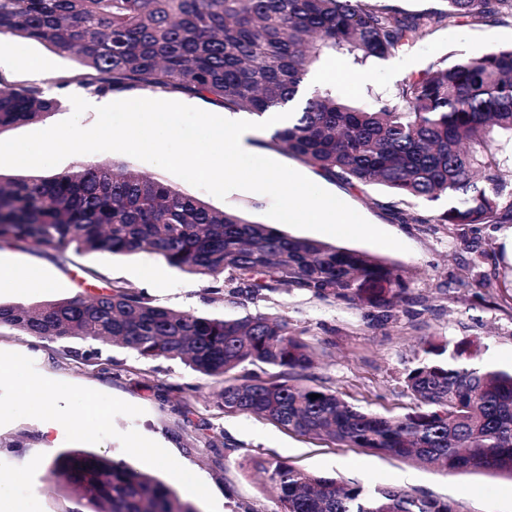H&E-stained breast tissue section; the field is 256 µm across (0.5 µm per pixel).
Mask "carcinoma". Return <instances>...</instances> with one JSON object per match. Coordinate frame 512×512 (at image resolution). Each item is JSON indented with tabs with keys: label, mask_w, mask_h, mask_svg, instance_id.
<instances>
[{
	"label": "carcinoma",
	"mask_w": 512,
	"mask_h": 512,
	"mask_svg": "<svg viewBox=\"0 0 512 512\" xmlns=\"http://www.w3.org/2000/svg\"><path fill=\"white\" fill-rule=\"evenodd\" d=\"M443 2L444 10L401 14L371 0H0V37L77 56V82L93 95L150 89L258 117L290 107L265 146L349 186L380 185L409 200L446 197L438 224L512 223L496 160L512 148V47L442 60L373 107L344 101L331 87L305 93L326 57L345 54L363 68L413 47L435 24L512 17V0ZM59 106L39 86L0 78V131L44 120ZM4 247L41 251L62 265L72 254L148 252L241 304L302 293L364 308L372 326L413 303L405 271L378 257L215 210L159 176L94 156L47 176L0 174ZM2 328L118 344L146 362L179 359L213 380L215 405L226 413L448 474L512 480V369L483 362L471 340L425 341L403 373L414 407L384 416L303 383L314 365L306 331L263 313L175 311L115 281L85 298L0 303ZM246 365L276 373L240 380L235 373ZM253 465L276 491L279 512H456L418 488H368L282 460ZM47 472L64 476L90 512H198L163 481L90 452H61Z\"/></svg>",
	"instance_id": "cac0c4a2"
}]
</instances>
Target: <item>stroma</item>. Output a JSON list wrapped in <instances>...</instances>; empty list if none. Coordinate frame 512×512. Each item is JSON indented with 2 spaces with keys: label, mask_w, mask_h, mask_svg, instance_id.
Here are the masks:
<instances>
[{
  "label": "stroma",
  "mask_w": 512,
  "mask_h": 512,
  "mask_svg": "<svg viewBox=\"0 0 512 512\" xmlns=\"http://www.w3.org/2000/svg\"><path fill=\"white\" fill-rule=\"evenodd\" d=\"M512 47V19L489 17L456 26L433 27L412 48L375 60L354 73L341 56L324 60L316 74L342 98L374 106L409 75L441 58L457 61ZM77 57L47 44L10 37L0 42V77L16 86L40 85L52 93L63 77L81 73ZM264 131L250 140L254 154L271 158L334 194L377 228L393 235L405 251L346 241L349 249L392 262L411 275L413 313L398 310L384 327H369L359 310L299 293H280L246 306L212 299L205 281L167 266L149 253L132 256L89 252L59 266L35 251L0 249V276L11 268L35 271L44 287L0 288L2 304H36L90 295L118 281L145 292L156 304L213 316L266 313L305 330L314 346L315 384L336 390L348 402L385 414L405 413L412 404L402 375L421 357L424 340H474L485 361L512 365V235L503 224H439L441 206L402 200L376 186L350 187L316 173L278 149L265 147ZM169 183L217 210H233L265 224L269 196L237 190L218 199L185 180ZM417 216L403 224L399 215ZM150 268L153 278L143 281ZM96 274L87 280L86 271ZM59 343L0 331V485L23 502L26 512H85L62 485L47 481L51 457L86 450L122 461L173 486L198 512H276L277 497L251 460L279 459L325 476L355 479L367 486L421 488L454 502L457 512H512V480L487 473L446 474L397 457L359 448L327 446L287 432L254 415L224 414L214 404L215 385L177 361H139L129 350L104 345L87 362L61 358ZM18 363L10 371L9 363ZM58 387L73 393L72 406L86 427L45 433L43 405ZM193 472L178 483L175 468Z\"/></svg>",
  "instance_id": "35a3bbf8"
}]
</instances>
